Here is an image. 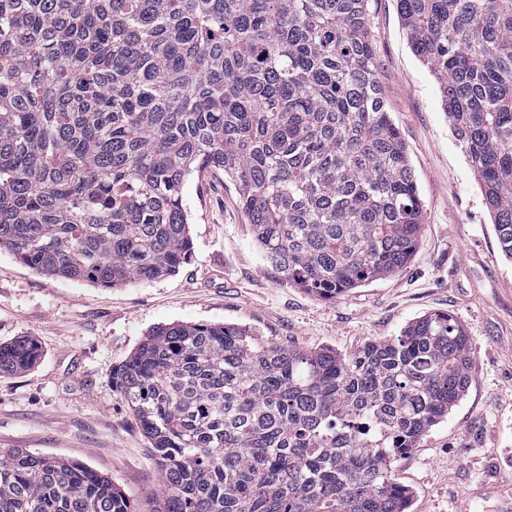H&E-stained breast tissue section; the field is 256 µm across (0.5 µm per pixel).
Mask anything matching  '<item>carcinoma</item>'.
Listing matches in <instances>:
<instances>
[{
  "label": "carcinoma",
  "mask_w": 512,
  "mask_h": 512,
  "mask_svg": "<svg viewBox=\"0 0 512 512\" xmlns=\"http://www.w3.org/2000/svg\"><path fill=\"white\" fill-rule=\"evenodd\" d=\"M368 0H0V249L114 288L188 261L181 188L224 170L268 264L331 300L406 266L423 226ZM512 259V0H398ZM0 343V373L41 358ZM446 312L350 355L237 324L157 327L112 369L159 465L152 512H408L392 475L463 397ZM0 512H138L65 457L0 451Z\"/></svg>",
  "instance_id": "obj_1"
}]
</instances>
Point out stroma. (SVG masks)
I'll return each instance as SVG.
<instances>
[{
    "label": "stroma",
    "instance_id": "stroma-1",
    "mask_svg": "<svg viewBox=\"0 0 512 512\" xmlns=\"http://www.w3.org/2000/svg\"><path fill=\"white\" fill-rule=\"evenodd\" d=\"M386 110L408 149L423 202L419 246L402 271L324 300L267 263L223 171L182 188L193 253L170 276L115 288L50 277L0 249V343L34 337V368L0 375V448L62 456L110 477L152 512L159 468L125 400L109 387L152 329L232 323L304 350L349 355L448 312L472 347L464 397L394 464L409 512H501L512 500V260L499 246L479 180L412 52L397 0H369Z\"/></svg>",
    "mask_w": 512,
    "mask_h": 512
}]
</instances>
